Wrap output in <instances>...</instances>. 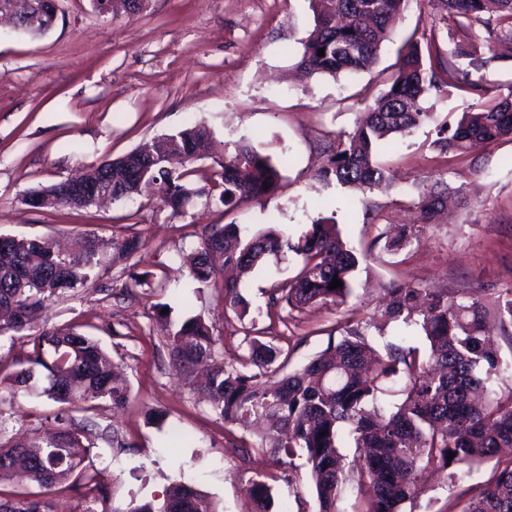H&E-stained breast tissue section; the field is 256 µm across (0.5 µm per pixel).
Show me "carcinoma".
I'll return each mask as SVG.
<instances>
[{
  "label": "carcinoma",
  "instance_id": "obj_1",
  "mask_svg": "<svg viewBox=\"0 0 512 512\" xmlns=\"http://www.w3.org/2000/svg\"><path fill=\"white\" fill-rule=\"evenodd\" d=\"M314 28L302 41L298 66L311 76L369 71L381 45L391 39L410 0H311ZM441 17L460 28L479 26L488 34L491 55L476 60L460 42L442 58L435 35L426 42L408 38L399 50L389 87L354 129L336 136L325 147L326 159L318 177L326 184L387 191L392 176L377 156L385 140L432 119L421 100L445 87L483 92L480 82L457 62L468 60L475 70L492 61L512 59V0H427ZM39 0H0V15L11 14L17 29L32 37L49 31L48 20L32 21L31 4ZM325 49L324 55L318 50ZM480 110L451 124H436L433 147L441 155L466 154L478 144L512 138V86L484 96ZM215 138L209 126L194 123L152 143H143L121 157L105 158L88 167L84 181L94 184L111 175L112 200L124 201L138 193L139 183L154 184L157 198L175 215L197 197L234 210L259 196L273 195L282 179L271 157L248 144H236L219 163L208 184L198 187L191 165L214 154ZM68 180L33 188L24 203L36 210H81L92 197L76 200L66 192ZM463 195L443 179L418 203L421 223H435L448 194ZM419 231L403 224L390 235L380 230L371 246L398 252ZM143 247L137 235L112 239L117 258L128 260ZM102 240L80 235L66 252L50 238L0 236V339H26L25 362L4 373L0 355V384L11 397H44L56 404L58 430L43 435L32 428L15 441L4 436L0 420V485L9 480L16 464L32 460L28 477L37 491L0 488V512H50L42 491L83 470L89 447L83 444L85 426L77 414L96 409L102 399L113 405L127 400V386L114 371L112 358L99 339L78 326H31V316L80 288L94 285V271L102 261ZM297 256V276L271 288L266 316L281 323L297 310L315 304L342 305L354 296L359 274L371 251L360 252L343 240L331 218H319L298 237L270 228L247 235L239 224H207L200 248L184 267L201 288L215 283L226 267L248 272L267 258ZM342 286L330 288L333 279ZM378 310L390 322L408 323L420 317L427 346L387 343L377 348L369 340L374 320L350 318L336 327L341 339L307 364L282 374L289 359L284 349L257 338L247 341L244 353L230 361L218 354L216 339L199 317L186 319L169 333L165 346L175 371L188 376L205 363L209 370L195 389L210 400L211 410L226 425L241 428L254 418L270 422L261 448L308 467L318 512H339L337 503L349 489L362 502L358 512H402V505L418 495L425 472L458 469L496 460L492 476L460 512H512V457L500 456L512 448V359L502 355L498 340H506L512 355V288L494 300L470 294L391 283L382 288ZM225 301L238 319L249 313V302L237 283H224ZM287 315H280V308ZM394 392L401 403L391 409L379 405V395ZM354 449L349 458L340 451L344 439ZM454 458L448 459V453ZM105 477L94 475L84 484L83 497L93 501L103 493ZM249 494L256 512H272L273 486L252 483ZM127 512H216L207 495L183 484L171 485L162 505L145 502Z\"/></svg>",
  "mask_w": 512,
  "mask_h": 512
}]
</instances>
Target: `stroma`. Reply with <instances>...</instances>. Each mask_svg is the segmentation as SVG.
Wrapping results in <instances>:
<instances>
[{
	"label": "stroma",
	"instance_id": "obj_1",
	"mask_svg": "<svg viewBox=\"0 0 512 512\" xmlns=\"http://www.w3.org/2000/svg\"><path fill=\"white\" fill-rule=\"evenodd\" d=\"M57 5L45 35L0 26V234L50 236L66 244L77 234L107 240L133 233L145 247L131 270L125 261L104 259L94 287L53 302L41 316L59 326L91 325L129 389L124 406L101 402L86 421L93 448L85 472L103 473L106 497L85 500L75 482H62L45 493L51 512H128L146 501L162 502L174 483L203 491L218 512H251L248 489L264 474L277 478V512H318L305 467H282L258 448L255 431L217 420L189 379L170 368L164 340L183 320L199 316L225 358L240 353L250 334L289 349L294 370L327 347L337 322L377 315L383 285L418 284L456 296L478 292L489 300L512 286V139L456 160L431 147L436 123L475 111L478 95L448 87L422 100L432 121L396 136L379 155L395 175L388 191L327 185L316 174L327 139L351 132L383 90L406 36L435 31L445 52L466 39L465 32L426 0H415L371 70L306 78L296 64L314 26L310 0H147L133 16L98 15L90 0ZM192 120L211 127L218 139L269 154L282 175L278 191L230 212L199 199L179 216L147 192L71 213L23 202L32 188ZM440 178L464 186L466 196L436 223L421 224L419 196ZM373 209L380 223L418 225L412 243L395 254L371 248ZM321 217L333 218L357 250L372 252L369 281L347 304L270 322V288L294 276L299 265L269 260L240 283L256 315L242 322L225 305L223 288H198L179 270L181 256L198 248L203 225L232 222L253 233L279 227L297 236ZM132 271L147 273L146 284L114 289ZM163 306L168 313L162 317ZM151 407L162 411L161 419L148 417ZM54 412L50 402L15 404L8 390H0V417L8 427L48 429ZM112 432L120 445L110 442ZM493 468L487 462L469 474L425 478V494L403 512H460Z\"/></svg>",
	"mask_w": 512,
	"mask_h": 512
}]
</instances>
